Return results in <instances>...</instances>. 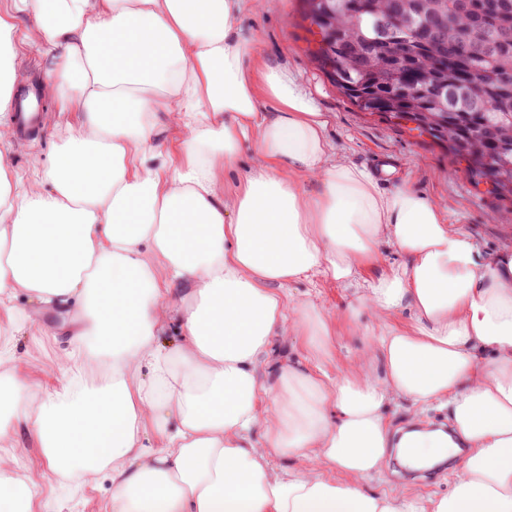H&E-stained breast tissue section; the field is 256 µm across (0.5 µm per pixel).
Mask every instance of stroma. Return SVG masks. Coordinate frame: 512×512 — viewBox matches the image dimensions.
<instances>
[{
  "label": "stroma",
  "mask_w": 512,
  "mask_h": 512,
  "mask_svg": "<svg viewBox=\"0 0 512 512\" xmlns=\"http://www.w3.org/2000/svg\"><path fill=\"white\" fill-rule=\"evenodd\" d=\"M245 33L261 44L265 62L282 69L313 105L330 117L326 135L349 162L368 169L373 159L391 161L395 171L383 177L380 187L389 191L408 183L448 211L449 223L469 232L486 258L512 250V201L502 200L475 188L444 146L417 136L405 125L359 111L311 62L307 53V32L301 18L300 0H263L243 19ZM49 65L37 50L18 45L15 59L16 85H34L46 106L47 130L26 138L23 147L8 154L16 190H23L30 173V159H48L66 136L68 122L75 115L61 109V94L45 77ZM296 299L312 300L321 311L335 314L332 325L330 375H342L368 349L378 326L368 313H360L355 324L342 314L352 302V292L336 282L323 279L292 285ZM48 322L29 324L17 336L14 371L21 379L51 391L60 388L67 374L64 345L50 335ZM11 466L16 474L32 475L38 484L34 512H111L112 484L100 476L97 484L73 497L62 496L60 475L50 471L34 439L18 436ZM454 464L433 475L404 467L399 458L389 456L383 471L365 480L364 486L376 492L401 488L406 494L445 496L453 487Z\"/></svg>",
  "instance_id": "obj_1"
}]
</instances>
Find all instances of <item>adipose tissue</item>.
<instances>
[{"mask_svg": "<svg viewBox=\"0 0 512 512\" xmlns=\"http://www.w3.org/2000/svg\"><path fill=\"white\" fill-rule=\"evenodd\" d=\"M14 4L79 114L20 193L0 120V370L47 314L71 363L52 392L0 380V410L51 468L107 474L112 512H512V253L486 259L431 198L380 192L342 160L328 115L243 34L258 0ZM245 145L257 162L220 195ZM386 243L402 263L363 280ZM318 277L352 289L347 319L380 327L341 377L325 368L329 317L289 292ZM288 334L303 361L275 360ZM391 401L447 408L450 425L392 432ZM391 448L415 467L468 454L449 495L363 490ZM12 456L0 434V512H32Z\"/></svg>", "mask_w": 512, "mask_h": 512, "instance_id": "adipose-tissue-1", "label": "adipose tissue"}]
</instances>
